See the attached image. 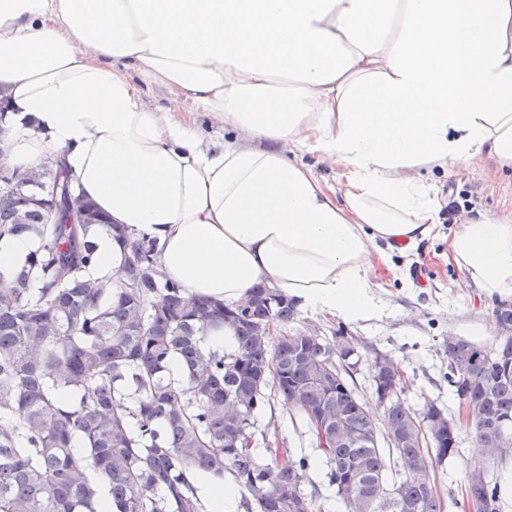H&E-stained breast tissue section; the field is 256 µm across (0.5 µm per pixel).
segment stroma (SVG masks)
Instances as JSON below:
<instances>
[{
	"label": "stroma",
	"instance_id": "1",
	"mask_svg": "<svg viewBox=\"0 0 512 512\" xmlns=\"http://www.w3.org/2000/svg\"><path fill=\"white\" fill-rule=\"evenodd\" d=\"M428 178L439 187L442 196L464 205L466 216L512 208V168L501 169L490 163L452 166L445 172L433 170ZM457 229V222L442 215L430 237L416 248L404 252L388 249L375 260L371 276L380 285L381 305L376 316L349 321L303 308L289 324L292 332L314 329L330 337L341 329L358 339L365 352L353 380L362 402L375 400L372 360L380 352L399 363L404 379L401 397L407 405L416 410L430 400L449 416H458V400L444 378L448 365L446 347L453 327L481 326L482 334L475 339L481 346L490 348L500 342L501 331L493 314L495 300L469 285L448 257V242ZM253 429L256 435L285 441L291 453L308 456L320 512H342L335 489L326 477L325 457L315 449L303 419L278 392H270L269 402L257 413ZM476 462L471 435L462 432L459 457L437 465L432 474L443 504L465 499L469 467Z\"/></svg>",
	"mask_w": 512,
	"mask_h": 512
}]
</instances>
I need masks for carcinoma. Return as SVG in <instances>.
Here are the masks:
<instances>
[{"label":"carcinoma","instance_id":"obj_1","mask_svg":"<svg viewBox=\"0 0 512 512\" xmlns=\"http://www.w3.org/2000/svg\"><path fill=\"white\" fill-rule=\"evenodd\" d=\"M0 237L27 234L40 247L9 280L0 275V512H98L108 490L112 512H205L188 473L231 481L256 512H316L310 463L276 444L252 448L254 418L269 387L301 413L329 466L344 512H441L430 472L460 455V425L433 442L451 417L434 402L416 411L399 397V363L374 357L383 418L361 402L340 368L336 340L300 332L270 343L297 304L265 282L225 304L187 294L164 278L157 242L108 224L73 192L71 224L47 223L72 187L64 165L50 173L0 165ZM120 245L110 276L91 277L97 233ZM233 329L237 350L207 353L209 329ZM181 365L183 379L170 377ZM490 464L512 457V335L496 348L448 338L444 374ZM341 414L356 431H320L312 417ZM467 482L472 512H499L498 485Z\"/></svg>","mask_w":512,"mask_h":512}]
</instances>
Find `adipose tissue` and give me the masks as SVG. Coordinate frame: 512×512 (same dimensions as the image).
Instances as JSON below:
<instances>
[{
    "label": "adipose tissue",
    "instance_id": "obj_1",
    "mask_svg": "<svg viewBox=\"0 0 512 512\" xmlns=\"http://www.w3.org/2000/svg\"><path fill=\"white\" fill-rule=\"evenodd\" d=\"M0 103V163L63 154L188 294L233 303L262 281L366 319L378 242L439 221L428 172L512 168V0H0ZM449 253L512 303V210L466 221Z\"/></svg>",
    "mask_w": 512,
    "mask_h": 512
}]
</instances>
